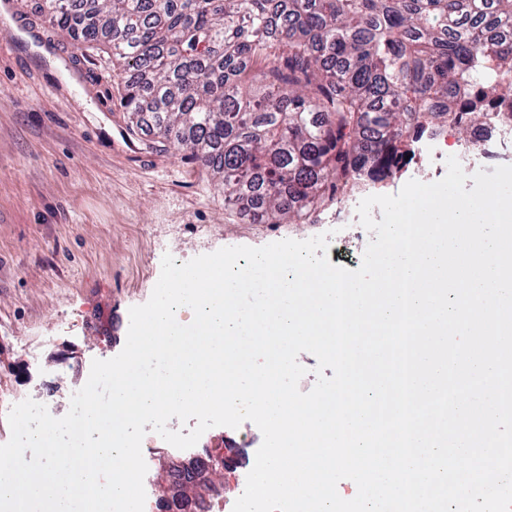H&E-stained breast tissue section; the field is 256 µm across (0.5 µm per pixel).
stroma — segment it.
<instances>
[{
    "mask_svg": "<svg viewBox=\"0 0 512 512\" xmlns=\"http://www.w3.org/2000/svg\"><path fill=\"white\" fill-rule=\"evenodd\" d=\"M0 20V394L18 364L60 336L86 361L116 356L131 307L146 303L164 254L178 262L223 247L354 239L363 191L312 224H253L224 205L210 172L131 133L112 50L76 48L46 23L42 0Z\"/></svg>",
    "mask_w": 512,
    "mask_h": 512,
    "instance_id": "obj_1",
    "label": "stroma"
}]
</instances>
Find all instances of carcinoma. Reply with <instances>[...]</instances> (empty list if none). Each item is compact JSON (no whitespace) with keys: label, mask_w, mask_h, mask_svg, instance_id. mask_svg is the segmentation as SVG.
I'll use <instances>...</instances> for the list:
<instances>
[{"label":"carcinoma","mask_w":512,"mask_h":512,"mask_svg":"<svg viewBox=\"0 0 512 512\" xmlns=\"http://www.w3.org/2000/svg\"><path fill=\"white\" fill-rule=\"evenodd\" d=\"M112 46L121 106L207 169L255 224H302L394 179L413 132L488 125L512 74V0H45Z\"/></svg>","instance_id":"carcinoma-1"}]
</instances>
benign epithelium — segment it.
Returning a JSON list of instances; mask_svg holds the SVG:
<instances>
[{
  "mask_svg": "<svg viewBox=\"0 0 512 512\" xmlns=\"http://www.w3.org/2000/svg\"><path fill=\"white\" fill-rule=\"evenodd\" d=\"M240 447L228 435L211 438L198 452L188 458L178 460L179 467L194 473V480L184 484V495H175V479L171 476L172 462L168 455L158 456L157 477L159 506L164 512H190L193 504L204 492H230L233 484L230 475L238 465Z\"/></svg>",
  "mask_w": 512,
  "mask_h": 512,
  "instance_id": "obj_1",
  "label": "benign epithelium"
}]
</instances>
